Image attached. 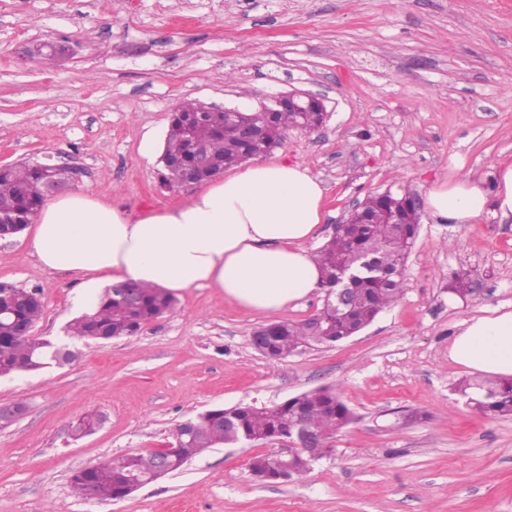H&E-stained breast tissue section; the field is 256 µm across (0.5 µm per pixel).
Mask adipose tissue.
I'll list each match as a JSON object with an SVG mask.
<instances>
[{"mask_svg":"<svg viewBox=\"0 0 512 512\" xmlns=\"http://www.w3.org/2000/svg\"><path fill=\"white\" fill-rule=\"evenodd\" d=\"M324 190L301 163L256 162L223 173L181 204L132 216L81 191L40 209L31 246L42 266L80 280L79 301L96 304L104 281H135L177 293L217 289L225 300L267 315L323 293L305 248L323 216ZM427 208L438 221L467 224L491 210L512 217V161L493 186L471 174L433 185ZM449 359L472 373L512 377V310L464 320Z\"/></svg>","mask_w":512,"mask_h":512,"instance_id":"1","label":"adipose tissue"}]
</instances>
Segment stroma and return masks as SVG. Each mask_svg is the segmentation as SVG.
Listing matches in <instances>:
<instances>
[{
    "label": "stroma",
    "instance_id": "35a3bbf8",
    "mask_svg": "<svg viewBox=\"0 0 512 512\" xmlns=\"http://www.w3.org/2000/svg\"><path fill=\"white\" fill-rule=\"evenodd\" d=\"M44 40L75 44L53 65ZM309 93L320 126L291 128L270 161L321 181L318 251L370 195L425 196L458 173L493 182L512 160V0H0V164L51 159L74 189L144 214L182 202L139 153L164 139L185 101L259 105ZM479 289L458 298L453 273ZM401 299L356 336L272 360L250 338L268 315L214 289L109 343L67 336L76 280L44 268L25 235L0 241V282L39 289L36 338L72 363L0 377V403H23L0 429V512H512V416L467 406V371L448 358L460 323L512 306V219L448 224L422 211ZM338 388L355 415L331 456L302 479L262 483L258 449L218 445L120 500L72 494L77 469L165 447L206 410L270 406ZM104 421L74 438L86 413Z\"/></svg>",
    "mask_w": 512,
    "mask_h": 512
}]
</instances>
